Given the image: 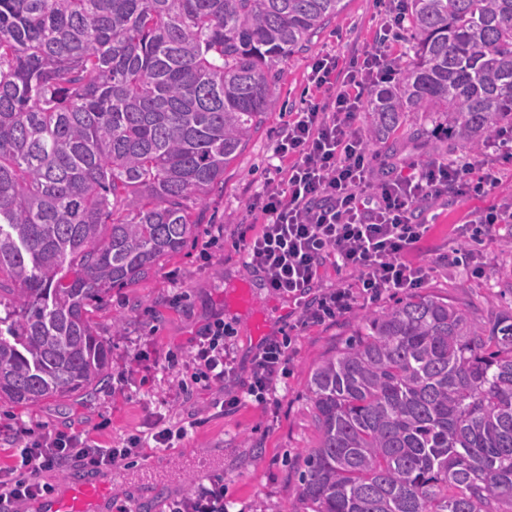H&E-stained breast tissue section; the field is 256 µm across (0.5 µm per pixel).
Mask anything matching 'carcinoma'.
I'll list each match as a JSON object with an SVG mask.
<instances>
[{
	"mask_svg": "<svg viewBox=\"0 0 512 512\" xmlns=\"http://www.w3.org/2000/svg\"><path fill=\"white\" fill-rule=\"evenodd\" d=\"M343 0H0V398L87 396L114 288L195 236L190 200ZM409 49L368 141L430 112L462 152L512 126V0H406ZM311 512H512V313L408 293L308 379Z\"/></svg>",
	"mask_w": 512,
	"mask_h": 512,
	"instance_id": "cac0c4a2",
	"label": "carcinoma"
}]
</instances>
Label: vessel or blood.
Here are the masks:
<instances>
[{
  "mask_svg": "<svg viewBox=\"0 0 512 512\" xmlns=\"http://www.w3.org/2000/svg\"><path fill=\"white\" fill-rule=\"evenodd\" d=\"M232 306L249 311L251 314L252 333L256 339H264L271 324L279 312L270 306L262 305L251 284L240 283L231 295ZM110 479L91 477L87 470H75L65 489L57 495L40 499L38 512H105L110 500Z\"/></svg>",
  "mask_w": 512,
  "mask_h": 512,
  "instance_id": "b4317fda",
  "label": "vessel or blood"
}]
</instances>
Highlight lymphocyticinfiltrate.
Here are the masks:
<instances>
[{
	"label": "lymphocytic infiltrate",
	"mask_w": 512,
	"mask_h": 512,
	"mask_svg": "<svg viewBox=\"0 0 512 512\" xmlns=\"http://www.w3.org/2000/svg\"><path fill=\"white\" fill-rule=\"evenodd\" d=\"M395 75L393 59L377 49L353 56L341 70L334 57H318L309 80L321 97L288 122L277 147L274 176L256 199L265 222L256 234L243 237V263L262 274L272 293L302 302L300 326L349 314L365 298L375 301L421 287L431 266L406 260L429 230L418 220L420 205L445 196L489 194L496 187L487 171L493 153L512 155V132L505 130L462 162L412 161L391 179L375 181L366 135L356 118L366 91L392 82ZM329 257L349 277L313 294ZM231 334V325L216 319L184 358L172 359V366L194 384L230 382L235 375ZM290 360L286 339L267 337L254 356L245 394H228L225 406L238 405L245 395L267 403ZM185 434L182 426L161 427L129 435L121 447L103 448L79 432L40 433L20 425L16 461L0 468V503L53 494L44 474L73 466L107 469L149 445L172 447ZM170 512H224L223 480L212 475L207 482H196L191 493L171 503Z\"/></svg>",
	"instance_id": "lymphocytic-infiltrate-1"
}]
</instances>
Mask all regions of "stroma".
Here are the masks:
<instances>
[{
  "label": "stroma",
  "mask_w": 512,
  "mask_h": 512,
  "mask_svg": "<svg viewBox=\"0 0 512 512\" xmlns=\"http://www.w3.org/2000/svg\"><path fill=\"white\" fill-rule=\"evenodd\" d=\"M399 0H346L341 14L315 33L309 47L279 64L280 97L264 116L237 158L224 171V186L191 209L200 223L196 236L178 255L161 261L143 280L115 288L93 315L111 346L109 383L88 398L49 400L19 406L0 399V467L15 459V431L26 422L48 432L65 426L112 448L156 423H191L186 438L167 449L147 448L112 469V499L139 503L141 512H168L171 502L193 491L192 462L207 464L224 478L228 512H308L301 495L304 452L316 447L317 432L307 392L311 369L345 341L355 315L392 304L393 296L359 302L355 314L331 323L299 327L301 307L274 299L262 277L244 266L242 234L259 231L264 217L252 204L272 176L281 134L295 112L313 102L317 93L309 81L311 65L320 55L335 57L346 67L352 56L378 45L379 29ZM376 178L384 179L401 165L438 159L455 162L461 150L445 134L414 141L401 134L395 146L373 144ZM498 184L492 194L468 199L442 198L426 203L420 214L429 225L426 237L408 253L414 263L433 265L423 286L443 299L469 303L483 310L487 303L512 310V234L466 237L460 224L502 198H512V158L495 157ZM482 252L484 274H472L465 264L453 265V255ZM252 284L261 301L277 300L286 314L275 327L277 336L291 339L288 373L277 383L276 401L261 405L246 398L252 360L258 346L246 314L226 309L224 299L239 283ZM234 329L236 378L232 391L243 394L234 407L224 404L221 385L197 386L183 393L166 368L169 353H187L196 337L216 315ZM153 466L158 482L153 494L142 491L145 466Z\"/></svg>",
  "instance_id": "35a3bbf8"
}]
</instances>
